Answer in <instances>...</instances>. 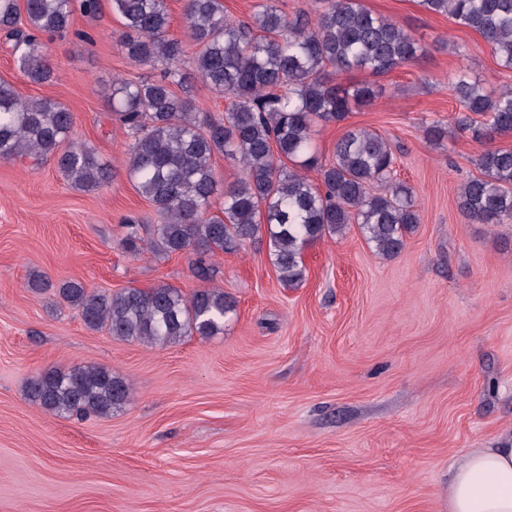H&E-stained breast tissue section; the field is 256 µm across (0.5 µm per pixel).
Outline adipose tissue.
<instances>
[{
  "mask_svg": "<svg viewBox=\"0 0 512 512\" xmlns=\"http://www.w3.org/2000/svg\"><path fill=\"white\" fill-rule=\"evenodd\" d=\"M448 512H512V447L479 448L457 463Z\"/></svg>",
  "mask_w": 512,
  "mask_h": 512,
  "instance_id": "obj_1",
  "label": "adipose tissue"
}]
</instances>
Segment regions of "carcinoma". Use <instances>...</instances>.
Here are the masks:
<instances>
[{
    "label": "carcinoma",
    "instance_id": "cac0c4a2",
    "mask_svg": "<svg viewBox=\"0 0 512 512\" xmlns=\"http://www.w3.org/2000/svg\"><path fill=\"white\" fill-rule=\"evenodd\" d=\"M426 11L444 14L478 32L501 66L512 68V0H420ZM100 0H0V31L12 41L23 76L34 84L52 77L47 44L40 34L64 35L75 8L95 13ZM112 11L129 31L121 42L139 64L171 65L159 81L112 80L114 112L130 138L126 173L155 206L157 224L145 241L139 219L125 222L124 243L134 256L167 257L190 246L200 254L198 277L210 274L205 256L233 253L246 243L265 244L279 281L288 288L305 279V248L326 236H342L355 224L375 251L392 257L420 223L414 191L392 180L394 158L384 138L349 129L325 162L313 143V127L345 121L354 104L381 96L373 83L353 88L336 83L350 70L385 75L416 59L423 48L392 21L374 15L360 0H324L315 19L288 17L273 4L259 5L251 21L224 14L223 0H184L188 37L199 47L195 71L217 94L231 97L222 117L199 111L175 63L184 42L168 34L166 0H112ZM453 91L464 107L457 124L485 117L488 134H512V88L484 89L462 72ZM75 118L60 103L23 99L0 79V159L53 158L70 184L96 190L112 169L84 144H73ZM222 155L241 166L243 177L223 186L214 170ZM480 175L460 187L459 206L477 224L512 222V147L495 146L476 159ZM315 169L320 184L305 171ZM389 183L384 194L373 182ZM221 198L222 214L210 215ZM61 297L80 309L91 330L108 329L127 341L166 347L193 334L224 332L235 305L217 289L188 296L170 285L89 292L68 282ZM28 398L58 416H109L129 401L125 382L103 366L71 371L48 368L29 380Z\"/></svg>",
    "mask_w": 512,
    "mask_h": 512
}]
</instances>
